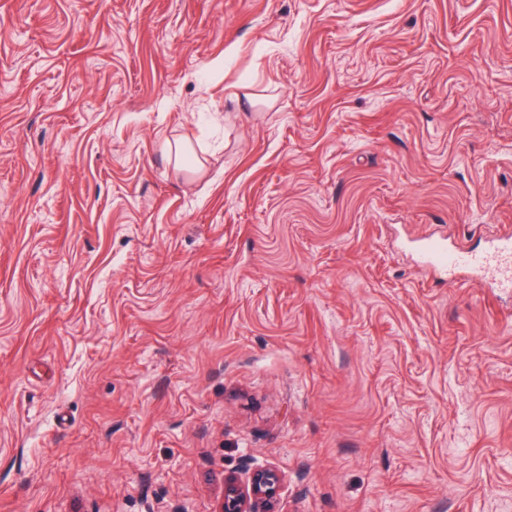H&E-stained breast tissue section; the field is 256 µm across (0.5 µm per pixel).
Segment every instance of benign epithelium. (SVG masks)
<instances>
[{"label":"benign epithelium","mask_w":512,"mask_h":512,"mask_svg":"<svg viewBox=\"0 0 512 512\" xmlns=\"http://www.w3.org/2000/svg\"><path fill=\"white\" fill-rule=\"evenodd\" d=\"M283 475L275 468L252 470L244 479L224 477V496L216 512H280Z\"/></svg>","instance_id":"1"}]
</instances>
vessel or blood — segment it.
<instances>
[{"label":"vessel or blood","instance_id":"1","mask_svg":"<svg viewBox=\"0 0 512 512\" xmlns=\"http://www.w3.org/2000/svg\"><path fill=\"white\" fill-rule=\"evenodd\" d=\"M422 266L430 270H445L453 280L484 279L489 271H497V279L491 280L494 288L512 286V237L506 236L492 241L482 253L465 248L444 239H428L420 248Z\"/></svg>","mask_w":512,"mask_h":512}]
</instances>
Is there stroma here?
<instances>
[{"label": "stroma", "instance_id": "1", "mask_svg": "<svg viewBox=\"0 0 512 512\" xmlns=\"http://www.w3.org/2000/svg\"><path fill=\"white\" fill-rule=\"evenodd\" d=\"M512 0H0V512H512ZM420 263L430 270H445L453 281L479 279L490 288H511L512 237L506 236L492 241L487 251L476 253L461 244L448 245L445 239H427L419 252ZM496 270L499 280H486L490 270ZM282 483L283 475L272 467L253 469L244 480L227 475L216 512H280Z\"/></svg>", "mask_w": 512, "mask_h": 512}]
</instances>
